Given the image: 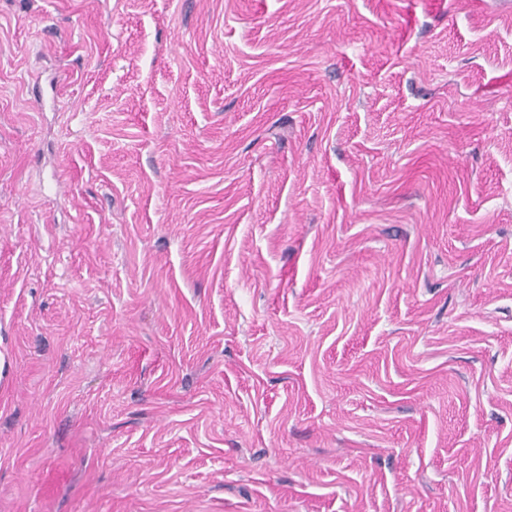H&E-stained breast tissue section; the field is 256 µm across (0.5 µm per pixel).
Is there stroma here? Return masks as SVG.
<instances>
[{"mask_svg":"<svg viewBox=\"0 0 512 512\" xmlns=\"http://www.w3.org/2000/svg\"><path fill=\"white\" fill-rule=\"evenodd\" d=\"M0 512H512V0H0Z\"/></svg>","mask_w":512,"mask_h":512,"instance_id":"35a3bbf8","label":"stroma"}]
</instances>
